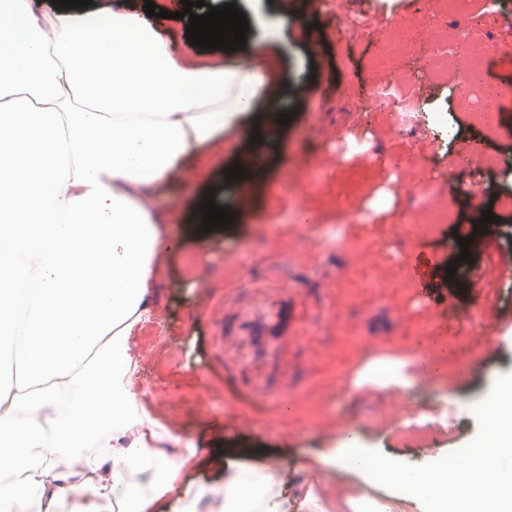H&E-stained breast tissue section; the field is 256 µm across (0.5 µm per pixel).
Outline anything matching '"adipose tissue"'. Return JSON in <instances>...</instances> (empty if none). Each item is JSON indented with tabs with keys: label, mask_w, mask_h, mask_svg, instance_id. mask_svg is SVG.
<instances>
[{
	"label": "adipose tissue",
	"mask_w": 512,
	"mask_h": 512,
	"mask_svg": "<svg viewBox=\"0 0 512 512\" xmlns=\"http://www.w3.org/2000/svg\"><path fill=\"white\" fill-rule=\"evenodd\" d=\"M0 512H512V379L482 405L487 438L419 469L343 435L298 485L277 462L226 465L187 483L195 460L135 389L130 338L150 321L174 241L200 222L146 198L187 156L223 149L257 110L264 57L227 65L172 50L156 21L114 0L39 20L0 0ZM76 470L66 469V462Z\"/></svg>",
	"instance_id": "ef3b65f1"
}]
</instances>
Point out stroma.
I'll use <instances>...</instances> for the list:
<instances>
[{
  "instance_id": "1",
  "label": "stroma",
  "mask_w": 512,
  "mask_h": 512,
  "mask_svg": "<svg viewBox=\"0 0 512 512\" xmlns=\"http://www.w3.org/2000/svg\"><path fill=\"white\" fill-rule=\"evenodd\" d=\"M360 26L336 39V17L318 6L305 30L289 28L283 52L268 56L267 92L282 96L290 115L279 141L284 168H268L249 209L210 238L183 234L156 290V322L134 342L144 360L137 387L180 433L197 443L196 465L185 482H218L228 461L251 464L263 451L303 480L315 458L332 446L322 423L339 418L358 425L361 446L411 461L414 451L394 433L395 423L416 414L397 390L363 382L376 360L409 363L417 349L435 345L445 354L444 378L423 391L445 403L448 431L431 447L453 454L485 432L480 404L500 378L512 375V336L497 327L449 324L434 335L444 313L468 317L477 295L512 321V285L501 272L512 267V211L497 208L512 198V100H499L500 133L485 138L474 109L459 101L443 73L444 44H430L428 11L443 0H345ZM402 77V91L416 108L414 126L395 132L371 96L385 76ZM248 126L225 143L224 157L209 169L189 158L154 203L194 213L202 194L219 188L224 171L239 162ZM477 146L479 161L464 162L461 149ZM485 191L503 229L491 249L471 248L472 203L462 184ZM330 215L346 243L333 247L320 224L288 222L290 203ZM448 212L431 224L425 207ZM253 262H237L241 252ZM455 273H448L449 263ZM287 289L296 305L314 312L297 341L288 412L256 409L224 387V332L234 328L236 297L250 289Z\"/></svg>"
}]
</instances>
